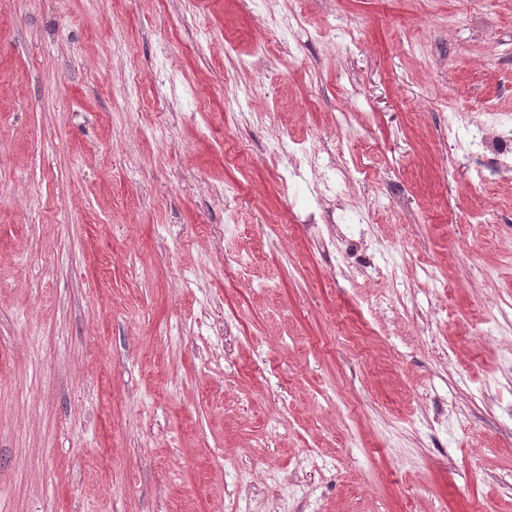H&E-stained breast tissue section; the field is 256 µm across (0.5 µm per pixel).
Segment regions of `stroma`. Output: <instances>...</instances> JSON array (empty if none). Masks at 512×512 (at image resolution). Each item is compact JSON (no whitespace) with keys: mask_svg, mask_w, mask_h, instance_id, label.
<instances>
[{"mask_svg":"<svg viewBox=\"0 0 512 512\" xmlns=\"http://www.w3.org/2000/svg\"><path fill=\"white\" fill-rule=\"evenodd\" d=\"M490 104L512 0H0V512H512Z\"/></svg>","mask_w":512,"mask_h":512,"instance_id":"1","label":"stroma"}]
</instances>
